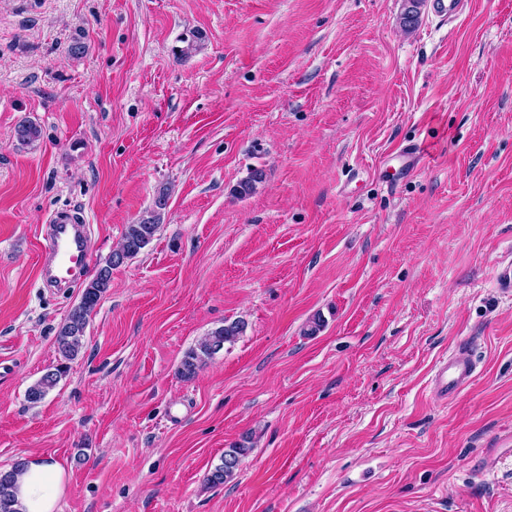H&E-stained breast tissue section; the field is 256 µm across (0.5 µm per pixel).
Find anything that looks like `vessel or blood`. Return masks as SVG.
I'll use <instances>...</instances> for the list:
<instances>
[{"instance_id": "1", "label": "vessel or blood", "mask_w": 512, "mask_h": 512, "mask_svg": "<svg viewBox=\"0 0 512 512\" xmlns=\"http://www.w3.org/2000/svg\"><path fill=\"white\" fill-rule=\"evenodd\" d=\"M45 248L53 257L57 279H69L82 270L86 262V245L80 215L73 212L55 216ZM474 373L471 345L468 341H459L448 360L441 363L435 372V398L445 401L455 397L473 379Z\"/></svg>"}]
</instances>
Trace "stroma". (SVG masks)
<instances>
[{"mask_svg":"<svg viewBox=\"0 0 512 512\" xmlns=\"http://www.w3.org/2000/svg\"><path fill=\"white\" fill-rule=\"evenodd\" d=\"M406 8L0 0V470L59 461L58 512H512V297L495 280L512 257V0L452 22L424 0L411 30ZM409 142L431 156L394 195L380 167ZM163 188L158 233L63 361L85 281ZM70 208L88 266L51 288L42 229ZM464 338L474 378L437 402ZM244 324L235 321L225 324L223 327L211 332L209 336H205L197 345L187 353L182 362V373L185 376L193 375L198 367H200L208 358H212L215 353L224 347L226 342L234 341L237 336L243 333ZM66 371L63 367H58L54 371L45 373L33 386L27 391V399L30 403L40 402L50 390H52ZM247 452L248 448L244 445L225 449L222 464L211 472L208 478L209 482L220 485L232 479L238 469L237 460L241 461Z\"/></svg>","mask_w":512,"mask_h":512,"instance_id":"35a3bbf8","label":"stroma"}]
</instances>
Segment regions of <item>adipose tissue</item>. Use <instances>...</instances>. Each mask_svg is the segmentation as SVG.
I'll return each instance as SVG.
<instances>
[{
    "label": "adipose tissue",
    "mask_w": 512,
    "mask_h": 512,
    "mask_svg": "<svg viewBox=\"0 0 512 512\" xmlns=\"http://www.w3.org/2000/svg\"><path fill=\"white\" fill-rule=\"evenodd\" d=\"M66 482L65 470L57 460L46 456L25 460L14 488L20 512H57Z\"/></svg>",
    "instance_id": "obj_1"
}]
</instances>
